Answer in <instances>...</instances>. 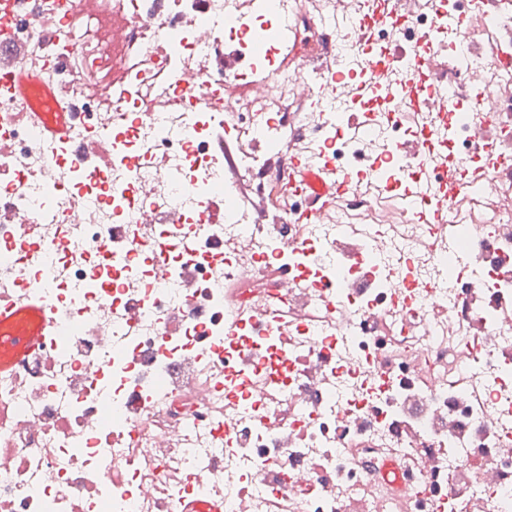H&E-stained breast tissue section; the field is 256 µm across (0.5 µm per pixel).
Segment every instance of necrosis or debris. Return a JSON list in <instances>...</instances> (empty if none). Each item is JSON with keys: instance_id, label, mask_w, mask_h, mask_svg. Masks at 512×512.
<instances>
[{"instance_id": "obj_1", "label": "necrosis or debris", "mask_w": 512, "mask_h": 512, "mask_svg": "<svg viewBox=\"0 0 512 512\" xmlns=\"http://www.w3.org/2000/svg\"><path fill=\"white\" fill-rule=\"evenodd\" d=\"M493 2L438 0L435 17L401 21L442 53L439 73L419 59L416 98L486 74L449 105L453 139L398 125L402 100L375 99L382 122L346 143L352 102L316 67H281L235 103L253 138L228 158L213 141L224 86L251 71H226L224 53L280 41L265 14L14 0L0 42L44 56L75 115L45 144L0 57V304L40 285L62 329L45 357L0 376V512H173L186 493L226 512H512V0ZM337 5L292 11V51H337L345 77L363 53L388 65L393 34L359 42ZM195 70L212 104L180 84ZM300 85L334 116L345 168L416 142L489 177L444 224L431 198L400 203L390 167L360 203L307 222L272 164L311 134L307 117H273ZM480 124L494 154L472 150ZM257 304L266 316L239 328ZM389 458L403 491L379 480Z\"/></svg>"}]
</instances>
